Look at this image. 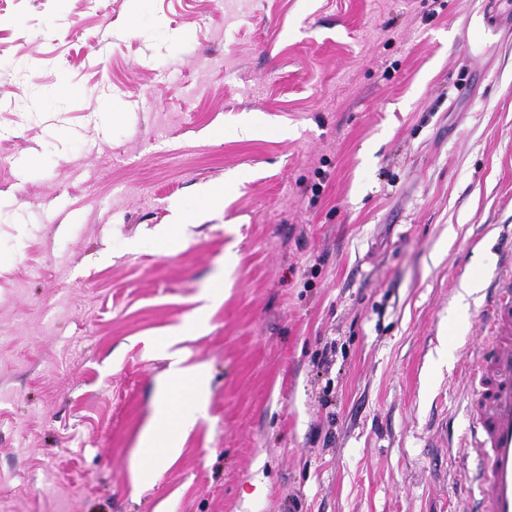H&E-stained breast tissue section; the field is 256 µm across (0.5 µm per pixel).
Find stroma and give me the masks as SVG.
<instances>
[{
  "instance_id": "35a3bbf8",
  "label": "stroma",
  "mask_w": 512,
  "mask_h": 512,
  "mask_svg": "<svg viewBox=\"0 0 512 512\" xmlns=\"http://www.w3.org/2000/svg\"><path fill=\"white\" fill-rule=\"evenodd\" d=\"M506 224L512 0H0V506L456 512ZM199 380L198 375L193 374L189 369L179 367L178 362L172 364L168 375L167 387L159 400V416L166 424V435L159 436L156 432L145 434L142 443V455L146 463L152 464L159 460L156 457L155 448H164V454L167 456L176 452L178 447L176 434L193 422L195 411L187 408L182 403L176 408L177 398L175 395L184 383L187 382L194 387V390H198Z\"/></svg>"
}]
</instances>
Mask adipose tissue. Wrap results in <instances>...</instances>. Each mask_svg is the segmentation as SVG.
<instances>
[{
	"label": "adipose tissue",
	"instance_id": "adipose-tissue-1",
	"mask_svg": "<svg viewBox=\"0 0 512 512\" xmlns=\"http://www.w3.org/2000/svg\"><path fill=\"white\" fill-rule=\"evenodd\" d=\"M198 386L199 377L190 370L172 366L165 391L159 400V416L166 425L165 434L150 432L143 438L142 455L146 462H156L157 450H164L165 454H174L177 450V434L191 424L195 418V412L186 406L178 405L176 395L184 384Z\"/></svg>",
	"mask_w": 512,
	"mask_h": 512
}]
</instances>
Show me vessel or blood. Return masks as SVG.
<instances>
[{
	"label": "vessel or blood",
	"instance_id": "obj_1",
	"mask_svg": "<svg viewBox=\"0 0 512 512\" xmlns=\"http://www.w3.org/2000/svg\"><path fill=\"white\" fill-rule=\"evenodd\" d=\"M485 289L479 318L488 333L468 353L477 385L468 395V425L457 446L473 458L457 512H512V254Z\"/></svg>",
	"mask_w": 512,
	"mask_h": 512
}]
</instances>
